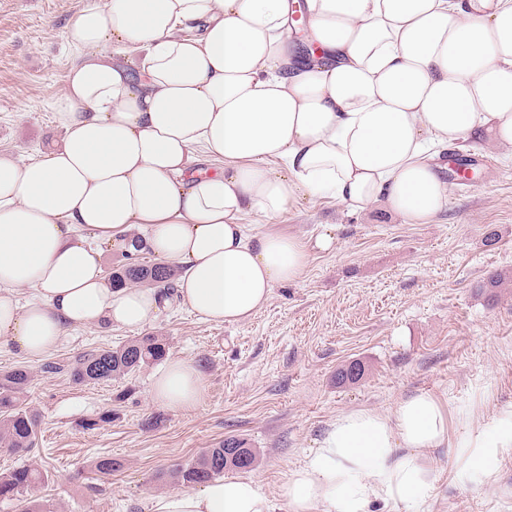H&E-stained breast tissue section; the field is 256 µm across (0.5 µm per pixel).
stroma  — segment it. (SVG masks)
Returning a JSON list of instances; mask_svg holds the SVG:
<instances>
[{
  "instance_id": "obj_1",
  "label": "stroma",
  "mask_w": 512,
  "mask_h": 512,
  "mask_svg": "<svg viewBox=\"0 0 512 512\" xmlns=\"http://www.w3.org/2000/svg\"><path fill=\"white\" fill-rule=\"evenodd\" d=\"M83 0H0V153L28 160L57 143L54 106L72 61L65 25ZM477 177L449 181L448 207L428 224H405L383 206L300 199L269 223L309 246L301 278L273 288L247 320L218 323L174 298L146 325L168 338L169 354L197 365L207 390L194 411L152 403L156 366L106 384L48 376L36 361L0 345V371H35L27 403L41 418L32 457L49 480L40 490L55 512H148L151 498L178 491L170 470L224 437L258 453L247 474L275 502L291 469L303 464L337 414L392 411L428 392L448 411V445L430 451L435 490L417 512H512V456L494 481L447 462L472 431L512 410V163L487 139L468 141ZM332 233V249L317 238ZM494 244H487L488 235ZM507 286L485 289L492 274ZM132 329H71L51 360L115 347ZM358 361L357 384L335 381ZM96 428H86L90 419ZM119 468L101 477L96 458Z\"/></svg>"
}]
</instances>
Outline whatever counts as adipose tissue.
<instances>
[{
	"label": "adipose tissue",
	"instance_id": "obj_1",
	"mask_svg": "<svg viewBox=\"0 0 512 512\" xmlns=\"http://www.w3.org/2000/svg\"><path fill=\"white\" fill-rule=\"evenodd\" d=\"M306 10L315 55L290 41ZM55 106L64 135L40 157L0 153V344L31 360L68 329L140 328L155 288H115L104 251L130 232L183 273L177 288L217 322L252 317L308 261L298 236L260 231L302 198L384 204L428 224L448 204V146L483 135L512 148V0H84ZM217 163L202 172L205 162ZM30 289L27 300L17 291ZM202 372L182 358L150 397L195 407ZM448 442L431 394L336 415L279 488L289 512L415 506L433 490L429 450ZM456 455L491 481L512 455V411ZM150 512H274L250 478L153 497Z\"/></svg>",
	"mask_w": 512,
	"mask_h": 512
}]
</instances>
